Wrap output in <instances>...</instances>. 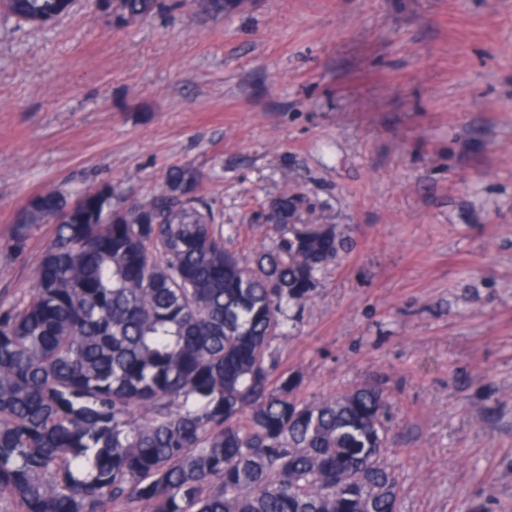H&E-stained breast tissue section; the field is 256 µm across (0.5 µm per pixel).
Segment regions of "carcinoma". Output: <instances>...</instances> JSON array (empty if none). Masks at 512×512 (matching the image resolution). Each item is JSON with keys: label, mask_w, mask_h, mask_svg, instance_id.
<instances>
[{"label": "carcinoma", "mask_w": 512, "mask_h": 512, "mask_svg": "<svg viewBox=\"0 0 512 512\" xmlns=\"http://www.w3.org/2000/svg\"><path fill=\"white\" fill-rule=\"evenodd\" d=\"M77 0H4L47 26ZM212 15L245 0H196ZM123 28L159 0H93ZM170 169L144 201L110 184L31 196L16 248L55 224L36 288L0 303V512H397L400 468L383 384L319 401L278 371L290 306L312 297L344 241L285 192L275 243L246 262Z\"/></svg>", "instance_id": "cac0c4a2"}]
</instances>
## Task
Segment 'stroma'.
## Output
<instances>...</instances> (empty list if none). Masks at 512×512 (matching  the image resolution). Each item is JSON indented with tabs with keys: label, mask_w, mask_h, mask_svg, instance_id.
I'll list each match as a JSON object with an SVG mask.
<instances>
[{
	"label": "stroma",
	"mask_w": 512,
	"mask_h": 512,
	"mask_svg": "<svg viewBox=\"0 0 512 512\" xmlns=\"http://www.w3.org/2000/svg\"><path fill=\"white\" fill-rule=\"evenodd\" d=\"M118 29L0 13V300L35 192L145 200L192 165L241 258L305 194L349 244L277 340L311 401L382 380L399 512H512V0H173ZM197 4L203 11L212 15H224L226 11H232L244 7L245 0H180L177 6Z\"/></svg>",
	"instance_id": "1"
}]
</instances>
